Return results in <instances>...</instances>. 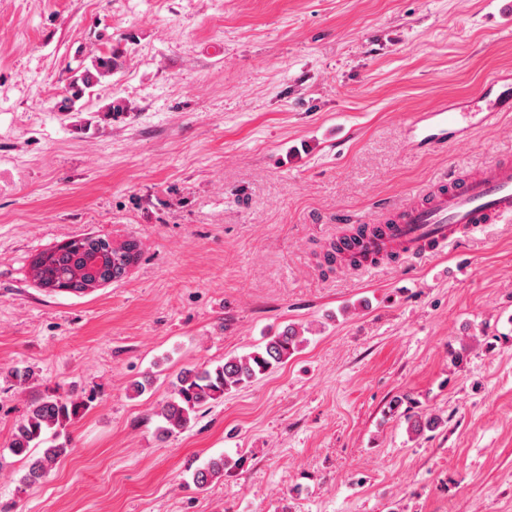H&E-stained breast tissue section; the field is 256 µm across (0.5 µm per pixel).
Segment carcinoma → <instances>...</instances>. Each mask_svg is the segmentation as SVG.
Returning a JSON list of instances; mask_svg holds the SVG:
<instances>
[{"label": "carcinoma", "mask_w": 512, "mask_h": 512, "mask_svg": "<svg viewBox=\"0 0 512 512\" xmlns=\"http://www.w3.org/2000/svg\"><path fill=\"white\" fill-rule=\"evenodd\" d=\"M119 68V55L105 51L92 60L89 67L74 76L67 87V96L60 102L58 111L68 112L102 79L112 76ZM112 251L113 261L100 272L103 283L118 282L127 274V258L120 248L103 238L91 236L76 237L55 247L49 274L64 291L85 292L84 285L70 276L71 270L83 262L90 245ZM306 342L299 329L289 324L283 330L266 337L255 349L244 355L224 358V363L215 367L207 365L185 369L172 384L173 391L158 412L164 421L160 427L170 435L187 429L192 420L205 407L224 398L264 376L285 363ZM86 406L83 401L68 396L50 395L33 401L27 413L16 424L9 451L26 460L25 473L20 484L27 488L39 483L53 469L57 460L66 453L64 445L54 443L59 429L72 421ZM412 431L420 434L435 430L441 424L433 415H415L408 418ZM224 457L213 458L193 473V480L199 486H207L224 476Z\"/></svg>", "instance_id": "obj_1"}]
</instances>
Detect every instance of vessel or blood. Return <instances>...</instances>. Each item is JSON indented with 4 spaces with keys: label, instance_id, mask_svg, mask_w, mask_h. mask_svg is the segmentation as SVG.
<instances>
[{
    "label": "vessel or blood",
    "instance_id": "1",
    "mask_svg": "<svg viewBox=\"0 0 512 512\" xmlns=\"http://www.w3.org/2000/svg\"><path fill=\"white\" fill-rule=\"evenodd\" d=\"M507 107L512 108V98L489 101L480 92L465 104L439 103L417 113L408 128L420 143L441 148L448 145L449 132L491 127ZM509 218L512 165L508 163L489 165L479 177L461 183L451 180L434 190H414L411 200L390 204L367 218L370 231L359 244L367 259L360 269L371 272L377 258L417 264Z\"/></svg>",
    "mask_w": 512,
    "mask_h": 512
}]
</instances>
